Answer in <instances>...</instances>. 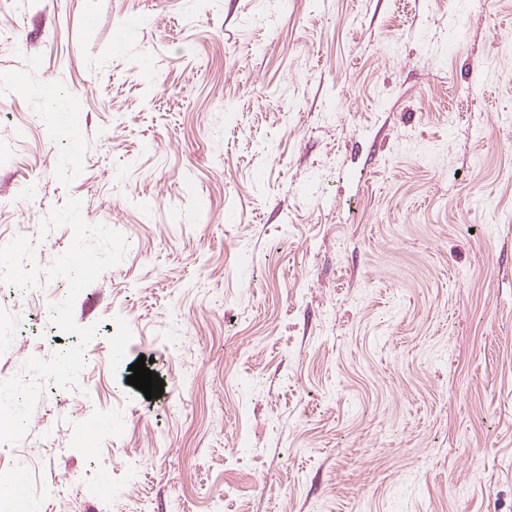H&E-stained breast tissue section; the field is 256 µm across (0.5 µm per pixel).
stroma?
Returning a JSON list of instances; mask_svg holds the SVG:
<instances>
[{
	"mask_svg": "<svg viewBox=\"0 0 512 512\" xmlns=\"http://www.w3.org/2000/svg\"><path fill=\"white\" fill-rule=\"evenodd\" d=\"M0 152V237L51 265L72 196L128 242L37 512H512V0H0ZM67 288L0 290L1 375L77 345Z\"/></svg>",
	"mask_w": 512,
	"mask_h": 512,
	"instance_id": "stroma-1",
	"label": "stroma"
}]
</instances>
